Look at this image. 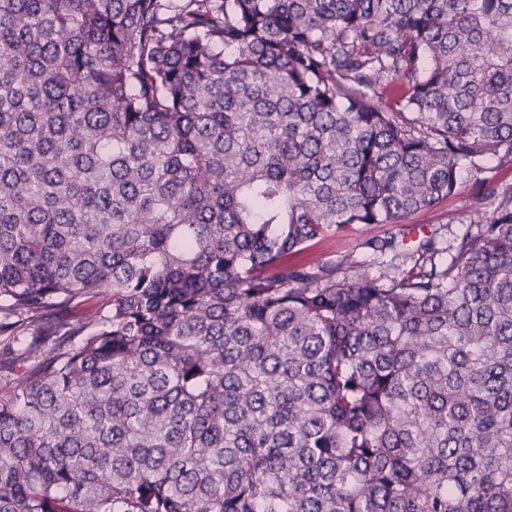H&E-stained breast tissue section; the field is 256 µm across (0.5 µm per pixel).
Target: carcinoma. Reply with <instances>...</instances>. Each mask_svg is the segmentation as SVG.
<instances>
[{"label":"carcinoma","instance_id":"carcinoma-1","mask_svg":"<svg viewBox=\"0 0 512 512\" xmlns=\"http://www.w3.org/2000/svg\"><path fill=\"white\" fill-rule=\"evenodd\" d=\"M506 166L512 0H0V512H512ZM473 193L474 177L464 175L453 195L441 199L429 209L408 215L405 224H353L329 234L301 254V258L308 263L316 264L337 261L344 254L351 253L357 260L370 264L371 273L378 274L380 269L386 270L402 264L403 258L395 256L396 253L389 250L382 253L374 252L367 244L370 241L394 237L396 241L406 239L407 243L413 244L437 229L438 248L456 245V236L460 233L459 226L451 222L466 211ZM79 300L84 301L78 304H74L71 308L62 313L63 319L65 321L75 322L77 320L88 321L93 319L99 307L108 300V297L104 295H98L93 298H82Z\"/></svg>","mask_w":512,"mask_h":512}]
</instances>
